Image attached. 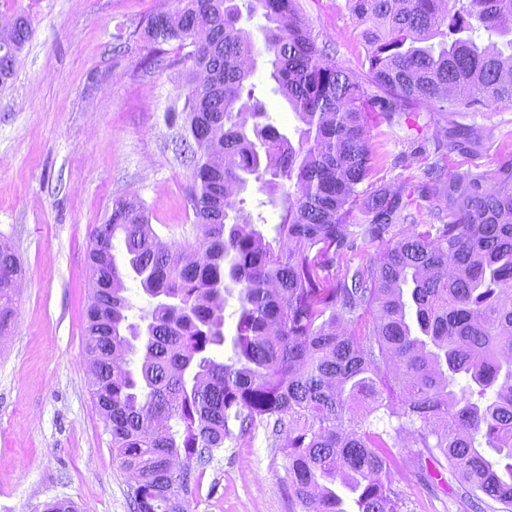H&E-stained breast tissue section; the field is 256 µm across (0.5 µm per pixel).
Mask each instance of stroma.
I'll return each mask as SVG.
<instances>
[{
    "label": "stroma",
    "instance_id": "35a3bbf8",
    "mask_svg": "<svg viewBox=\"0 0 512 512\" xmlns=\"http://www.w3.org/2000/svg\"><path fill=\"white\" fill-rule=\"evenodd\" d=\"M300 14L330 59L363 75L364 26L347 0H299ZM177 0H0V28L25 12L34 35L0 86V241L24 269L14 328L0 342V512H42L56 498L78 512H130V478L112 457L91 397L83 311L88 252L114 200L145 205L164 243L196 245L190 164L175 146L173 110L185 101L192 44L153 43L150 16ZM253 45L252 82L272 123L297 120L275 94L261 13L243 14ZM481 137L471 155L448 154V171L493 172L512 144V105L464 113ZM444 121L426 109L391 128L368 122L374 171L366 185L419 183L434 162ZM416 449H401L395 486L404 512H473L447 477L418 486ZM288 471L263 430L215 452L190 512H289Z\"/></svg>",
    "mask_w": 512,
    "mask_h": 512
}]
</instances>
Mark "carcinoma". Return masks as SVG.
<instances>
[{
	"label": "carcinoma",
	"instance_id": "cac0c4a2",
	"mask_svg": "<svg viewBox=\"0 0 512 512\" xmlns=\"http://www.w3.org/2000/svg\"><path fill=\"white\" fill-rule=\"evenodd\" d=\"M179 2L151 16L146 33L191 41V74L208 75L188 82L179 136L202 260L159 246L145 208L123 199L89 253L91 396L113 457L134 475L131 512H188L195 472L258 428L288 461L291 512H403L393 483L404 437L458 479L471 507L512 512V150L490 176L435 163L415 186L363 188L370 114L391 125L423 105L448 119L450 102L512 104V0L446 11V0H348L368 24L360 80L328 60L298 0H250L267 22L277 91L299 122L295 142L247 88L242 59L254 47L237 0ZM480 29L502 47L481 45ZM31 38L20 12L0 58ZM476 146L449 119L433 152ZM251 180L283 211L272 243L233 205ZM420 201L435 223L416 222ZM348 246L362 261L335 278ZM7 274L23 270L1 244V335L17 316ZM128 277L148 297L135 322ZM229 297L238 318L232 355L220 361L212 352L225 341ZM139 348L134 365L127 356Z\"/></svg>",
	"mask_w": 512,
	"mask_h": 512
}]
</instances>
